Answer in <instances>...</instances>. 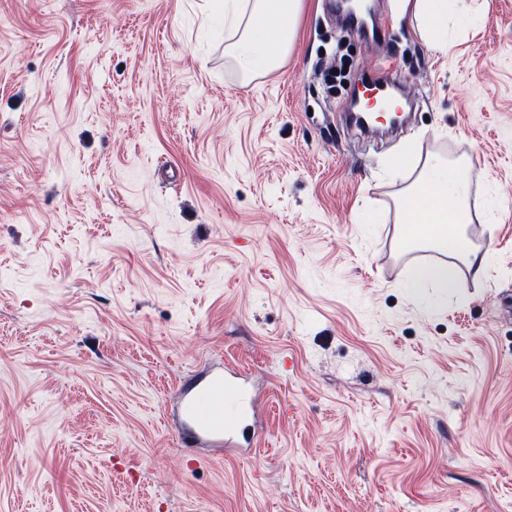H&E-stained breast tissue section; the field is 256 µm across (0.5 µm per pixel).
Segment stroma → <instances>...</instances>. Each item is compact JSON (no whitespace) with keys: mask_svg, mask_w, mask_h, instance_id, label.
<instances>
[{"mask_svg":"<svg viewBox=\"0 0 512 512\" xmlns=\"http://www.w3.org/2000/svg\"><path fill=\"white\" fill-rule=\"evenodd\" d=\"M438 52L396 0L353 79L418 103L370 140L302 0L244 78L222 0H0V512H512V0ZM462 167L461 288L408 287L414 164ZM235 364L251 455L180 444L184 378ZM378 69L377 67L374 68ZM363 90L359 91L356 96H359L361 100L370 105L374 104V100L378 97H382L385 94L392 92L402 91V83L395 77V70L391 64H387L385 67L380 68L376 71L369 73L362 83ZM374 93L373 99L367 94ZM371 100V101H370Z\"/></svg>","mask_w":512,"mask_h":512,"instance_id":"35a3bbf8","label":"stroma"}]
</instances>
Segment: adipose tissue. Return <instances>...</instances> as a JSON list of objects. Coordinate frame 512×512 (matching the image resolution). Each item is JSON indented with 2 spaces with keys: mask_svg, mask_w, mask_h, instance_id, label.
Listing matches in <instances>:
<instances>
[{
  "mask_svg": "<svg viewBox=\"0 0 512 512\" xmlns=\"http://www.w3.org/2000/svg\"><path fill=\"white\" fill-rule=\"evenodd\" d=\"M301 0H233L224 22L240 36L227 48L245 76L261 74L280 65L292 41ZM401 11L411 12L433 47L448 46V19L464 12V0H400ZM468 180L462 170L440 164H427L405 196L404 216L408 242L430 246L452 254V262L414 267L410 285L414 288H438L443 292L458 288L465 271L483 270L487 257L475 249L461 231L467 223L465 206Z\"/></svg>",
  "mask_w": 512,
  "mask_h": 512,
  "instance_id": "1",
  "label": "adipose tissue"
}]
</instances>
